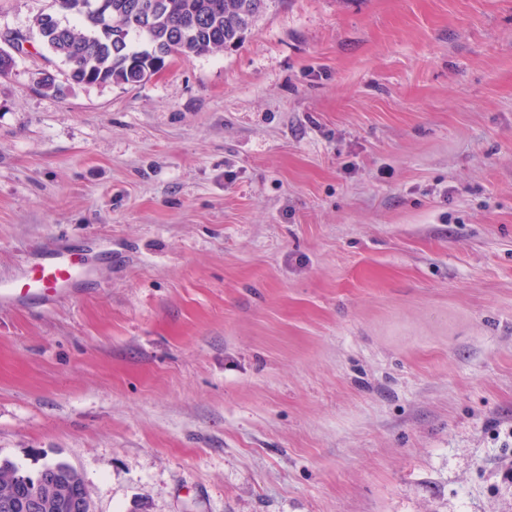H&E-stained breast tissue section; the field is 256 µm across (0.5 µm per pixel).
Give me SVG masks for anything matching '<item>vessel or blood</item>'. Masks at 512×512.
<instances>
[{"mask_svg":"<svg viewBox=\"0 0 512 512\" xmlns=\"http://www.w3.org/2000/svg\"><path fill=\"white\" fill-rule=\"evenodd\" d=\"M83 259L79 254H56L38 263L19 284L0 290V303L32 297L49 298L59 295L80 276Z\"/></svg>","mask_w":512,"mask_h":512,"instance_id":"obj_1","label":"vessel or blood"}]
</instances>
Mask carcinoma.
Here are the masks:
<instances>
[{"instance_id": "cac0c4a2", "label": "carcinoma", "mask_w": 512, "mask_h": 512, "mask_svg": "<svg viewBox=\"0 0 512 512\" xmlns=\"http://www.w3.org/2000/svg\"><path fill=\"white\" fill-rule=\"evenodd\" d=\"M80 0H52L53 11L33 24L42 44L69 70L76 85H138L166 61L221 52L242 42L260 10L254 0H107L109 8L89 20ZM60 14H74L80 27L66 25ZM55 481L42 490L37 512H72L70 493L85 488L83 477L66 463L44 467ZM31 477L12 463L0 465V512L16 486Z\"/></svg>"}]
</instances>
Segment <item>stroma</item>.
I'll list each match as a JSON object with an SVG mask.
<instances>
[{
  "label": "stroma",
  "instance_id": "stroma-1",
  "mask_svg": "<svg viewBox=\"0 0 512 512\" xmlns=\"http://www.w3.org/2000/svg\"><path fill=\"white\" fill-rule=\"evenodd\" d=\"M0 74V463L92 512H512V0H276L138 86ZM52 75L61 91L44 93ZM82 268L83 259L77 253L51 255L38 263L22 282L1 289L0 303L59 295L79 278ZM43 470L44 476L51 477L55 481V485L45 487L42 490V500L37 512H90L88 503L80 498L73 501V511L70 506L72 490L79 487L82 490L85 489L84 480L80 473L62 462L48 464Z\"/></svg>",
  "mask_w": 512,
  "mask_h": 512
}]
</instances>
